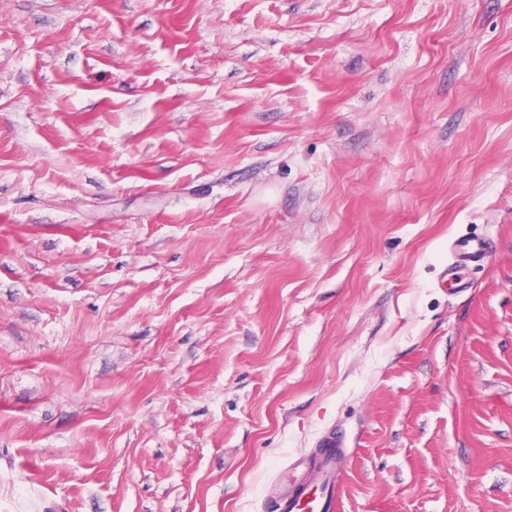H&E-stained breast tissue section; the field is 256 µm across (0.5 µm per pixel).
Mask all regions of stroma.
Here are the masks:
<instances>
[{
    "mask_svg": "<svg viewBox=\"0 0 512 512\" xmlns=\"http://www.w3.org/2000/svg\"><path fill=\"white\" fill-rule=\"evenodd\" d=\"M331 436L335 512H512V0H0V512ZM452 256L448 268L444 271L442 283L451 289L465 288L461 271L472 263H478L485 257L486 246L480 241L455 242L450 247Z\"/></svg>",
    "mask_w": 512,
    "mask_h": 512,
    "instance_id": "obj_1",
    "label": "stroma"
}]
</instances>
